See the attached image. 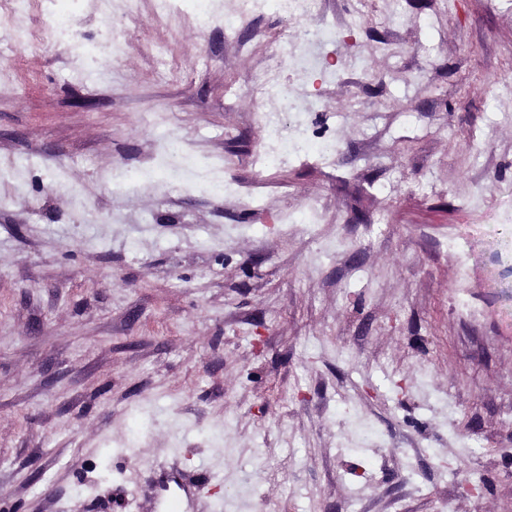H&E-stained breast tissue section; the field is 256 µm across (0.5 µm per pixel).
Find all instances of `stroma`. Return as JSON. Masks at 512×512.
<instances>
[{"label":"stroma","mask_w":512,"mask_h":512,"mask_svg":"<svg viewBox=\"0 0 512 512\" xmlns=\"http://www.w3.org/2000/svg\"><path fill=\"white\" fill-rule=\"evenodd\" d=\"M214 12L84 0L24 67L0 25V512L199 474L191 512H512V0H321L306 54L363 79L302 110L336 162L262 172L250 89L302 24L244 51Z\"/></svg>","instance_id":"1"}]
</instances>
